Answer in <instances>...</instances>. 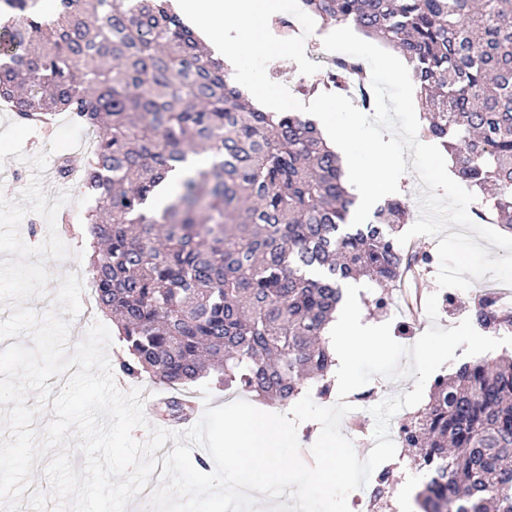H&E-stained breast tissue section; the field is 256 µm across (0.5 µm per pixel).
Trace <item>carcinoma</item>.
<instances>
[{"instance_id":"cac0c4a2","label":"carcinoma","mask_w":512,"mask_h":512,"mask_svg":"<svg viewBox=\"0 0 512 512\" xmlns=\"http://www.w3.org/2000/svg\"><path fill=\"white\" fill-rule=\"evenodd\" d=\"M303 10L399 49L412 66L427 133L457 176L492 191L512 227V0H301ZM0 98L21 124L67 113L96 137L79 161L103 249L89 258L98 308L126 348L120 371L176 392L210 376L288 405L311 381L331 391L324 331L347 280L378 287L430 264L397 241L409 215L349 223L355 204L315 120L246 102L170 0H0ZM336 61V80L360 74ZM209 163L148 203L189 154ZM480 325L512 327L488 298ZM428 480L419 512H512V362L479 356L434 379L404 428Z\"/></svg>"}]
</instances>
